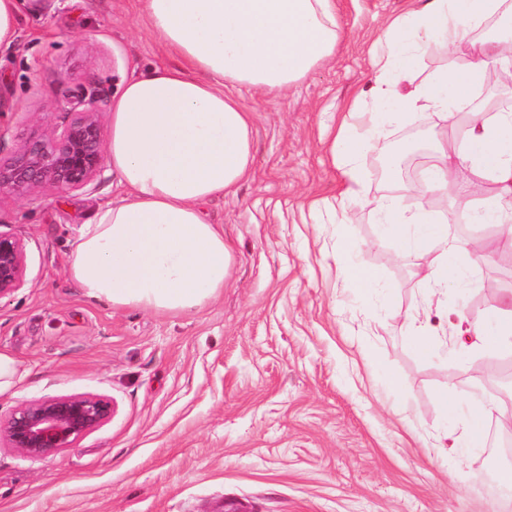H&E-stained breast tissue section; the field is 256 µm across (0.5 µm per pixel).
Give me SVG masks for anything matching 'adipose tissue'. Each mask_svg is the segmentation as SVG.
Masks as SVG:
<instances>
[{
  "mask_svg": "<svg viewBox=\"0 0 512 512\" xmlns=\"http://www.w3.org/2000/svg\"><path fill=\"white\" fill-rule=\"evenodd\" d=\"M147 28L172 66L125 79L112 101L105 160L126 195L82 225L68 274L88 298L110 305L191 313L224 290L231 254L223 225L207 211L237 192L251 172L254 114L237 97L239 88L269 95L304 80L332 56L338 38L335 0H137ZM505 0H410L389 19L377 42L381 53L373 99L382 112L364 113L361 99L349 107L333 140L342 158L345 201L366 198L360 159L390 111L440 107L461 112L484 79L488 60L512 82V41L478 42L464 69L416 85L410 78L415 54L431 42L456 46L492 16ZM476 173L469 195L482 198L472 222L500 228L496 243L473 240L480 256L492 247L512 248V113L474 117L464 144L441 151L424 172L427 193L451 190L457 164ZM494 192L485 195V183ZM371 206L388 236L416 252L415 273L439 283L461 278V245L450 243L445 221L428 211L406 214L394 199ZM469 331L493 348L512 347V296ZM444 416L462 418L455 448H480L485 423L512 411L480 400L460 402L447 389L437 394Z\"/></svg>",
  "mask_w": 512,
  "mask_h": 512,
  "instance_id": "obj_1",
  "label": "adipose tissue"
}]
</instances>
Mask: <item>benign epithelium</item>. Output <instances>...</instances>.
Segmentation results:
<instances>
[{
  "mask_svg": "<svg viewBox=\"0 0 512 512\" xmlns=\"http://www.w3.org/2000/svg\"><path fill=\"white\" fill-rule=\"evenodd\" d=\"M100 94L86 90L66 108L73 113L58 134L28 141L7 162H0V193L48 188L57 193L90 187L105 170L104 131L97 113ZM22 241L0 233V299L25 282ZM112 401L97 395H69L24 402L0 420L8 447L33 459L73 448L112 417Z\"/></svg>",
  "mask_w": 512,
  "mask_h": 512,
  "instance_id": "1",
  "label": "benign epithelium"
}]
</instances>
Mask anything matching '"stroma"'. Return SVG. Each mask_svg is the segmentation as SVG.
Wrapping results in <instances>:
<instances>
[{
	"instance_id": "obj_1",
	"label": "stroma",
	"mask_w": 512,
	"mask_h": 512,
	"mask_svg": "<svg viewBox=\"0 0 512 512\" xmlns=\"http://www.w3.org/2000/svg\"><path fill=\"white\" fill-rule=\"evenodd\" d=\"M407 0H336L334 54L288 93L240 95L257 115L253 175L209 213L224 227L232 265L224 291L195 314L107 305L85 298L68 276L79 229L125 195L116 174L65 196L41 189L0 194V232L25 245L22 288L0 299V351L23 378L0 395V414L20 403L73 394L110 399L111 420L76 447L35 460L0 446V512H222L235 499L249 512H499V480L481 449L440 450L455 431L435 393L481 392L512 405V353L457 336L460 311L496 286L512 294V266L463 255L461 282L436 290L414 274L373 210L336 205L342 180L329 148L346 105L375 79L371 50ZM19 36L0 48V159L32 136L69 122L67 98L100 94L110 124L120 83L169 63L136 0H64L59 10L24 0ZM470 43L432 44L411 77L424 84L467 63ZM403 112L386 122L361 159L368 197L418 212L406 178L387 177L376 154L426 129L433 144L461 141L471 113ZM335 211L320 224L309 211ZM428 209L452 215L449 239L484 235L448 196ZM358 246L379 277L362 296L339 271L335 243ZM428 310L436 356H417L401 325Z\"/></svg>"
}]
</instances>
